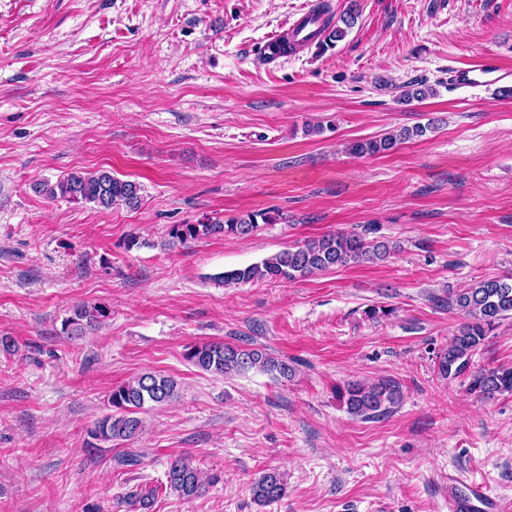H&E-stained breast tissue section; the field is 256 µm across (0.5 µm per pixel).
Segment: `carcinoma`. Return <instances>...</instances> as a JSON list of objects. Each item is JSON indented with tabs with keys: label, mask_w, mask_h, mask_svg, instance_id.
<instances>
[{
	"label": "carcinoma",
	"mask_w": 512,
	"mask_h": 512,
	"mask_svg": "<svg viewBox=\"0 0 512 512\" xmlns=\"http://www.w3.org/2000/svg\"><path fill=\"white\" fill-rule=\"evenodd\" d=\"M354 6L339 18L328 38L336 41L345 35V29L355 22ZM426 126L403 127L378 138L353 141L346 151L356 157L387 153L398 145L425 135ZM140 184L122 180L106 171H76L54 186L41 184L36 192L50 198H65L70 202L110 209L115 205L134 206L140 200ZM270 224L274 218L267 212L249 213L227 221L211 220L201 224H178L173 227L172 238L184 244L211 236L245 238L257 231L259 223ZM390 254L387 244L371 243L356 233L338 232L306 242L296 249L273 254L259 263L242 268L224 270L212 279L224 285L242 284L259 280L294 281L317 272L351 263L384 260ZM448 307L462 312L468 321L453 337L448 348L440 355L438 370L446 378L464 374L474 352L483 344L487 334L500 320L512 315V281L505 279L483 280L464 291L448 296ZM104 316L101 307L81 306L67 318L64 330L70 336H81L84 331L99 323ZM186 357L196 367L217 375L243 374L259 369L273 377H288V361L269 355L261 349H242L226 344L204 343L191 347ZM469 391L479 397H489L496 392L512 391V369H488L471 374ZM347 409L366 419L389 412L401 399L399 385L392 380L347 385ZM178 395L177 382L152 372L141 373L132 380L112 389L110 403L122 411L119 416L107 415L97 421L91 436L105 441L128 440L139 434L142 421L133 416L147 403H164ZM165 486H157L145 494H138L144 509L151 507L155 495L162 488L179 498L190 500L204 492V483L191 459L180 456L170 462L165 473ZM254 498L265 504L280 500L286 492L284 476L276 469H265L254 479L251 487Z\"/></svg>",
	"instance_id": "carcinoma-1"
}]
</instances>
